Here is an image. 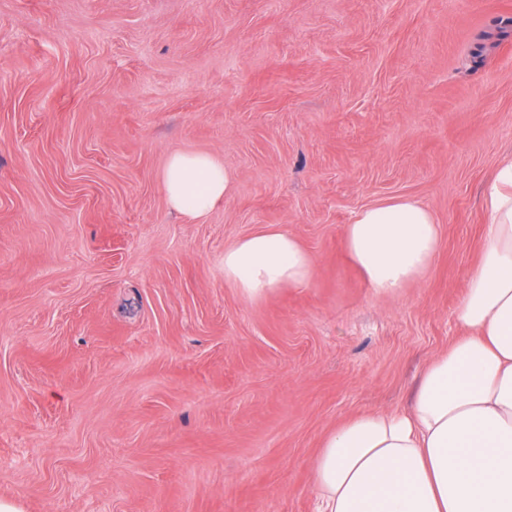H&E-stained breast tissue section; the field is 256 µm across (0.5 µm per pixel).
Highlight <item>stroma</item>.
Returning <instances> with one entry per match:
<instances>
[{
	"mask_svg": "<svg viewBox=\"0 0 512 512\" xmlns=\"http://www.w3.org/2000/svg\"><path fill=\"white\" fill-rule=\"evenodd\" d=\"M175 152L233 176L206 223ZM509 155L512 0H0V499L315 512L325 434L459 334ZM398 196L442 244L384 299L342 233ZM263 228L314 276L249 301L224 249ZM232 175L207 153H174L162 171L168 205L195 223H203L230 194Z\"/></svg>",
	"mask_w": 512,
	"mask_h": 512,
	"instance_id": "stroma-1",
	"label": "stroma"
}]
</instances>
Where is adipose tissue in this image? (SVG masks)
Returning <instances> with one entry per match:
<instances>
[{
	"label": "adipose tissue",
	"mask_w": 512,
	"mask_h": 512,
	"mask_svg": "<svg viewBox=\"0 0 512 512\" xmlns=\"http://www.w3.org/2000/svg\"><path fill=\"white\" fill-rule=\"evenodd\" d=\"M168 205L204 222L232 189L207 153L178 152L162 171ZM479 260L455 312L461 329L424 368L405 412L337 424L313 462L318 512H512V159L484 193ZM441 246L431 209L402 197L360 208L343 249L374 291L392 298ZM314 260L293 234L266 229L224 251V281L249 300L301 287Z\"/></svg>",
	"instance_id": "1"
}]
</instances>
